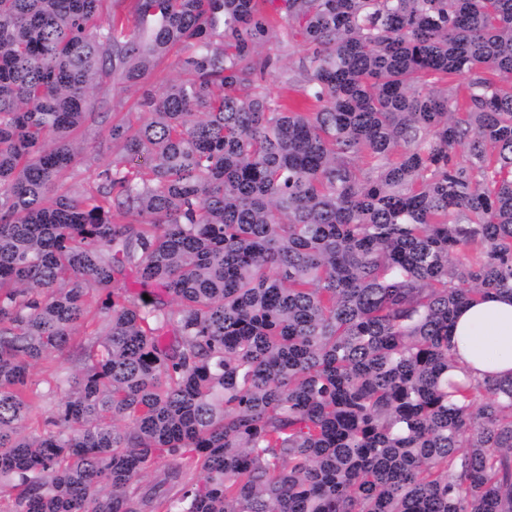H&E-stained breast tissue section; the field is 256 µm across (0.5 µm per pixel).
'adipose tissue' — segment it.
<instances>
[{
    "instance_id": "obj_1",
    "label": "adipose tissue",
    "mask_w": 512,
    "mask_h": 512,
    "mask_svg": "<svg viewBox=\"0 0 512 512\" xmlns=\"http://www.w3.org/2000/svg\"><path fill=\"white\" fill-rule=\"evenodd\" d=\"M451 343L456 376L512 377V296L493 293L458 310Z\"/></svg>"
}]
</instances>
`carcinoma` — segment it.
I'll use <instances>...</instances> for the list:
<instances>
[{"label":"carcinoma","mask_w":512,"mask_h":512,"mask_svg":"<svg viewBox=\"0 0 512 512\" xmlns=\"http://www.w3.org/2000/svg\"><path fill=\"white\" fill-rule=\"evenodd\" d=\"M125 2L0 0L6 512H512V378L449 338L512 294V0ZM116 87L139 123L60 188ZM73 360L69 359V352L66 350L62 354H55L50 359L40 362L31 370V380L41 383L51 372L66 374L76 369Z\"/></svg>","instance_id":"obj_1"}]
</instances>
